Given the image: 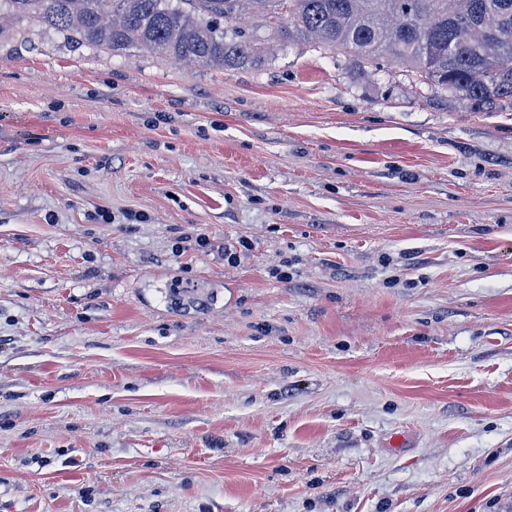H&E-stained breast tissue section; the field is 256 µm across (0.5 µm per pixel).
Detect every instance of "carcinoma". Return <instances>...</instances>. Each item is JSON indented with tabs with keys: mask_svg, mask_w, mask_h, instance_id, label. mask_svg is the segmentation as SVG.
<instances>
[{
	"mask_svg": "<svg viewBox=\"0 0 512 512\" xmlns=\"http://www.w3.org/2000/svg\"><path fill=\"white\" fill-rule=\"evenodd\" d=\"M32 19L77 45L145 50L242 69L267 49L316 43L359 66L405 62L414 86L475 112H512V0H0V23ZM179 305L203 307L185 288Z\"/></svg>",
	"mask_w": 512,
	"mask_h": 512,
	"instance_id": "carcinoma-1",
	"label": "carcinoma"
}]
</instances>
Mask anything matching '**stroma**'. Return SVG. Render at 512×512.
Returning <instances> with one entry per match:
<instances>
[{"instance_id": "stroma-1", "label": "stroma", "mask_w": 512, "mask_h": 512, "mask_svg": "<svg viewBox=\"0 0 512 512\" xmlns=\"http://www.w3.org/2000/svg\"><path fill=\"white\" fill-rule=\"evenodd\" d=\"M0 512H512V112L1 25Z\"/></svg>"}]
</instances>
